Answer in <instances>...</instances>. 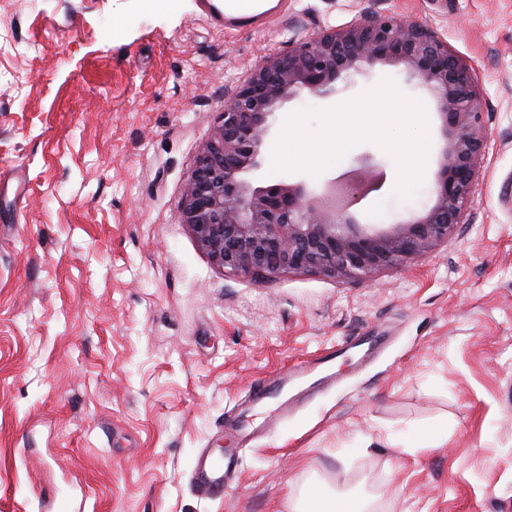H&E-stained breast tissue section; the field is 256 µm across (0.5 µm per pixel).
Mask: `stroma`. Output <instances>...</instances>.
Returning a JSON list of instances; mask_svg holds the SVG:
<instances>
[{
	"label": "stroma",
	"mask_w": 512,
	"mask_h": 512,
	"mask_svg": "<svg viewBox=\"0 0 512 512\" xmlns=\"http://www.w3.org/2000/svg\"><path fill=\"white\" fill-rule=\"evenodd\" d=\"M378 13L418 21L472 66L486 129L473 204L448 242L365 282L305 272L258 282L214 267L179 202L224 94L289 40ZM295 100L284 120L329 109ZM372 142L319 176L383 186L350 211L392 224L429 207ZM391 344L241 455L218 500L190 482L200 449L234 446L224 414L257 380L322 347ZM377 512H512V0H276L223 30L199 0H0V512H289L312 483Z\"/></svg>",
	"instance_id": "stroma-1"
}]
</instances>
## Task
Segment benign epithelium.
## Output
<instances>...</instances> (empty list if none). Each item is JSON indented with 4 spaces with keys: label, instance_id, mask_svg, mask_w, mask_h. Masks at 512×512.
I'll return each mask as SVG.
<instances>
[{
    "label": "benign epithelium",
    "instance_id": "1",
    "mask_svg": "<svg viewBox=\"0 0 512 512\" xmlns=\"http://www.w3.org/2000/svg\"><path fill=\"white\" fill-rule=\"evenodd\" d=\"M393 68L428 91L444 145L434 201L398 224H359L348 212L363 193L345 184L340 207L284 181L254 186L247 175L262 162L276 114L302 96L330 99L338 82L376 66ZM486 153L482 108L472 68L432 30L393 16L357 19L338 30L294 38L266 57L224 95L221 124L196 160L180 202L182 223L218 269L255 281L315 272L363 281L383 267H402L452 236L473 202Z\"/></svg>",
    "mask_w": 512,
    "mask_h": 512
}]
</instances>
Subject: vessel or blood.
Wrapping results in <instances>:
<instances>
[{"label": "vessel or blood", "instance_id": "b4317fda", "mask_svg": "<svg viewBox=\"0 0 512 512\" xmlns=\"http://www.w3.org/2000/svg\"><path fill=\"white\" fill-rule=\"evenodd\" d=\"M252 2L235 0L234 10L229 14L225 13L219 0H202V5L206 15L216 25L246 28L258 19ZM388 344V337L380 335L357 336L340 345L331 346L282 373L258 380L248 391V401L251 405L260 406L268 400H278L276 417L286 419L299 408L302 401L335 385L333 363L337 357L353 354L358 363L363 364L383 351ZM224 428L236 438L237 447L226 449L219 455L209 451L201 452L192 472L197 492L207 499L223 497L225 489L238 476L241 449L253 447L271 430L267 424L255 425L243 411L226 413Z\"/></svg>", "mask_w": 512, "mask_h": 512}]
</instances>
